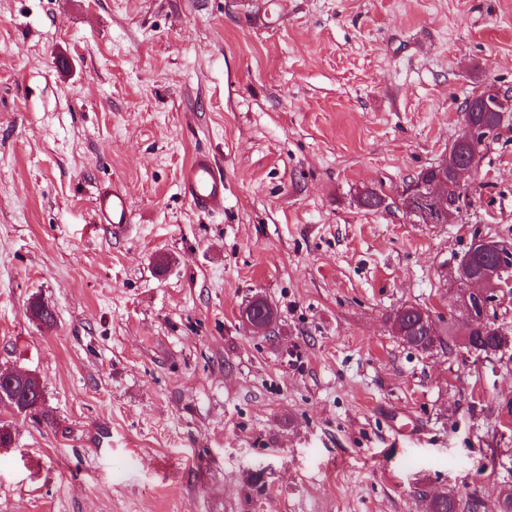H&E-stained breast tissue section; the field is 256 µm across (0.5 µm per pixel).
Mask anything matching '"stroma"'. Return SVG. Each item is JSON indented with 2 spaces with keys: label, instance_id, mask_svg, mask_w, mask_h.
<instances>
[{
  "label": "stroma",
  "instance_id": "1",
  "mask_svg": "<svg viewBox=\"0 0 512 512\" xmlns=\"http://www.w3.org/2000/svg\"><path fill=\"white\" fill-rule=\"evenodd\" d=\"M488 85L512 97V0H0V371L46 411L0 403V512H495L512 348L389 329L448 314L475 236L512 244V115L458 221L394 206ZM200 150L223 210L183 195ZM255 296L275 335L242 324ZM95 208L102 224H108L115 232H121L131 222L132 206L128 194L112 187L98 193ZM413 307L405 306L400 308L389 317V322L395 317L400 325L406 329L407 334L402 338L406 343L420 345L423 349L431 351L433 350L434 340L426 335L423 329L418 326V317ZM4 386V385H3ZM7 388L6 390L0 389V401H10L15 406V412L18 415H24L26 413L30 414L31 407H24L20 403H18L19 400H23L25 402H31L32 404L36 403L38 399H40V405L36 409V411L39 410V408L44 404L45 397L43 393V388L40 384V381L37 380L35 377H31L28 379L25 383H17L15 386V389L13 390L14 394L18 397H15L12 389Z\"/></svg>",
  "mask_w": 512,
  "mask_h": 512
}]
</instances>
